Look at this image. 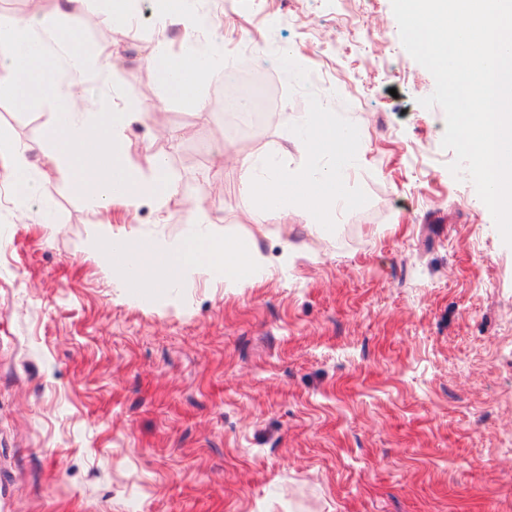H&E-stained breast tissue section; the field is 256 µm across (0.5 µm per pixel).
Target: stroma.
I'll return each instance as SVG.
<instances>
[{"mask_svg":"<svg viewBox=\"0 0 512 512\" xmlns=\"http://www.w3.org/2000/svg\"><path fill=\"white\" fill-rule=\"evenodd\" d=\"M239 70L266 78L274 124L238 133L163 100L134 23L78 27L131 111L127 163L178 186L106 220L60 179L16 217L0 184V512H512V246L469 178L448 169L435 81L404 49L391 0H199ZM316 73L321 102L354 122L344 175L369 202L336 228L244 204L236 160L306 159L308 110L263 46ZM51 108L0 92V132L34 141ZM210 228L266 263L244 288L197 273L130 288L104 246L173 243Z\"/></svg>","mask_w":512,"mask_h":512,"instance_id":"stroma-1","label":"stroma"}]
</instances>
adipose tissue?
I'll return each mask as SVG.
<instances>
[{
	"instance_id": "adipose-tissue-1",
	"label": "adipose tissue",
	"mask_w": 512,
	"mask_h": 512,
	"mask_svg": "<svg viewBox=\"0 0 512 512\" xmlns=\"http://www.w3.org/2000/svg\"><path fill=\"white\" fill-rule=\"evenodd\" d=\"M154 19L158 37L143 46V62L156 74L165 100L192 101L199 118L207 119L203 89L225 65L214 15L194 7L193 0H155ZM174 25L189 34L191 51H171L165 34ZM89 66L79 32L50 27L41 0H28L24 13L0 15V86H8L18 105L37 98L54 108L40 139L0 135V179L13 185L18 208L42 200L44 177L32 175L29 165L36 151L46 175L66 179L97 213L109 214L116 204L135 209L146 201L165 208L177 194L165 160L155 159L153 176L145 182L124 158L127 127L137 117L152 120V113L137 116L119 108L105 88L86 94L83 77ZM111 252L131 256L142 288L176 287L200 268L223 276L225 287L238 288L251 282L264 263L258 251L207 231L168 245L125 236L113 242Z\"/></svg>"
}]
</instances>
